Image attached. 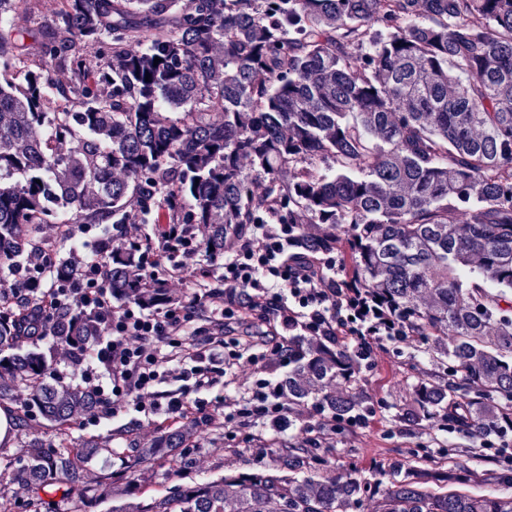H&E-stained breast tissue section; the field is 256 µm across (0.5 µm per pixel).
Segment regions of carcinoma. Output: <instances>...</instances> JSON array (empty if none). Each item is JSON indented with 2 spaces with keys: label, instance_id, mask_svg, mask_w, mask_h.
<instances>
[{
  "label": "carcinoma",
  "instance_id": "carcinoma-1",
  "mask_svg": "<svg viewBox=\"0 0 512 512\" xmlns=\"http://www.w3.org/2000/svg\"><path fill=\"white\" fill-rule=\"evenodd\" d=\"M20 2L0 0V268L66 214L109 251L114 224H196L213 261L243 224H320L295 251H339L448 360L412 386L413 421L445 414L474 438L512 420V0H61L34 63ZM109 276L135 298L130 266ZM288 345L289 402L363 408L351 350ZM21 396L54 424L97 406L0 326V401ZM28 447L11 476L32 512L96 496L70 453ZM284 452L287 476L177 484L112 512H341L371 494L308 475L305 443ZM152 457L130 443L126 472ZM395 470L381 512H512V496L435 493L409 462Z\"/></svg>",
  "mask_w": 512,
  "mask_h": 512
}]
</instances>
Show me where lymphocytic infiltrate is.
<instances>
[{
	"label": "lymphocytic infiltrate",
	"instance_id": "f902f5d3",
	"mask_svg": "<svg viewBox=\"0 0 512 512\" xmlns=\"http://www.w3.org/2000/svg\"><path fill=\"white\" fill-rule=\"evenodd\" d=\"M199 234L188 224H158L150 234L138 224L118 225L120 245L138 250L132 301L112 291L101 254L73 255V274L54 278L55 250L39 251L34 261L0 278V314L26 341L66 325L68 338L55 349L79 369L78 388L96 396L104 418L132 410L162 435L187 420L205 431L220 418L230 439L241 419L275 433L312 423L326 433L368 427L369 408L343 420L316 404L290 407L279 379L289 364L287 339L343 337L359 369L368 371L376 345L408 340L397 309L347 279L336 256L295 252V225H246L217 264L202 259ZM205 307L210 317L200 316ZM255 312L275 342L258 353L229 348L225 328ZM89 324L96 340L81 354L77 348ZM221 366L242 376V391L201 398Z\"/></svg>",
	"mask_w": 512,
	"mask_h": 512
}]
</instances>
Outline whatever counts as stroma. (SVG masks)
<instances>
[{
	"instance_id": "stroma-1",
	"label": "stroma",
	"mask_w": 512,
	"mask_h": 512,
	"mask_svg": "<svg viewBox=\"0 0 512 512\" xmlns=\"http://www.w3.org/2000/svg\"><path fill=\"white\" fill-rule=\"evenodd\" d=\"M376 360L373 371L362 373L361 387L371 403L376 404L377 414L367 429L342 430L319 448L323 460L320 476L338 478L350 474L371 480L378 492L383 493L399 478L392 468L393 461L405 459L430 472L429 487L434 492L457 488L474 496L495 494L499 485L491 476L512 471V460L481 448L479 440L439 432L401 417L411 385L424 376L435 379L442 375L440 360L433 358L426 345L416 340L398 347L384 344L377 349ZM317 437V429L312 426L267 444L227 443L207 431L201 434L193 465L184 476L199 481L252 471L282 473L286 470L282 448ZM93 438L106 440L109 447L108 452L88 458L84 464L86 483L97 488L105 471L119 468V452L127 439L147 445L153 436L146 422L135 413L97 422L90 413L82 411L61 427L49 426L35 414L21 419L19 429L7 431L0 438V462L21 457L25 445L35 439L55 448L72 449ZM180 458V449H156L150 470L137 480L114 485L112 497L85 501L83 512H111L113 503L143 501L165 494L184 477L176 476L172 470ZM463 466L471 471L472 478L458 486L451 476Z\"/></svg>"
}]
</instances>
